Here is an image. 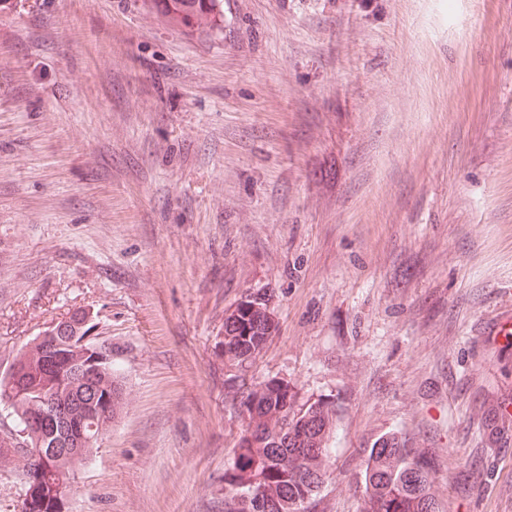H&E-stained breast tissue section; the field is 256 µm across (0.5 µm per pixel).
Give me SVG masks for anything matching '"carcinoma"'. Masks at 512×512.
I'll use <instances>...</instances> for the list:
<instances>
[{
  "instance_id": "cac0c4a2",
  "label": "carcinoma",
  "mask_w": 512,
  "mask_h": 512,
  "mask_svg": "<svg viewBox=\"0 0 512 512\" xmlns=\"http://www.w3.org/2000/svg\"><path fill=\"white\" fill-rule=\"evenodd\" d=\"M163 15L187 27L214 21L224 12V0H152ZM278 324L263 296L246 292L224 318V358L233 382L249 368L277 331ZM97 340L64 342L41 336L13 359L15 392L12 429L20 434L17 446L33 445L45 435L33 412L40 401L51 402L71 422L93 427L96 439L112 423L121 390L112 362L95 364L98 401L86 405L78 397L70 373L100 354ZM230 407L241 417L234 445V461L224 471V512H301L319 494L327 471V444L333 432L336 404L329 399L296 407V392L285 379H270L228 392ZM364 468L357 480L363 512H443L433 492L437 462L426 448L415 447L401 431L376 437L363 449ZM22 462L17 476L29 487L32 463L18 453L0 452V467Z\"/></svg>"
}]
</instances>
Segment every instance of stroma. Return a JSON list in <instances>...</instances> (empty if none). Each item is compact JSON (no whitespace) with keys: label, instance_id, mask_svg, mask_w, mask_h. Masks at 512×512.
<instances>
[{"label":"stroma","instance_id":"1","mask_svg":"<svg viewBox=\"0 0 512 512\" xmlns=\"http://www.w3.org/2000/svg\"><path fill=\"white\" fill-rule=\"evenodd\" d=\"M247 291V382L337 404L312 512H362L392 430L445 512H512V0H8L0 374L83 307L122 387L62 512H224ZM157 10L176 23L191 27L212 23L224 12L223 0H150ZM278 324L263 296L246 292L231 305L224 318V358L233 382L249 368L277 331Z\"/></svg>","mask_w":512,"mask_h":512}]
</instances>
